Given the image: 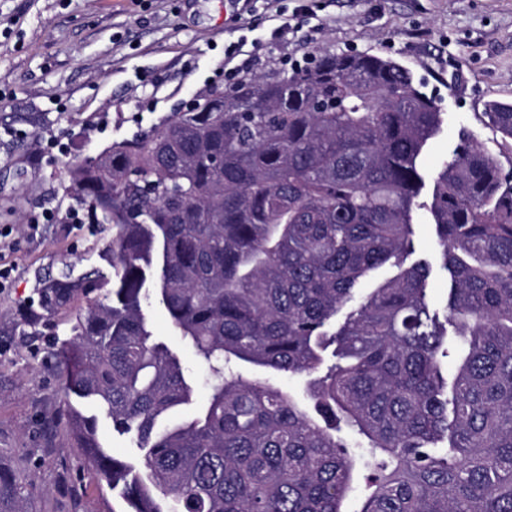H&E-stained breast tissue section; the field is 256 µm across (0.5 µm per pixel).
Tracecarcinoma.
<instances>
[{
	"label": "carcinoma",
	"mask_w": 512,
	"mask_h": 512,
	"mask_svg": "<svg viewBox=\"0 0 512 512\" xmlns=\"http://www.w3.org/2000/svg\"><path fill=\"white\" fill-rule=\"evenodd\" d=\"M482 116L512 140V103ZM441 123L397 61L325 54L203 91L71 167L93 223L112 225L115 278L76 315L64 370L136 436L142 465L76 411L68 431L121 512H343L354 491L359 512H512V169L468 134L430 206L444 311L426 264L404 266L418 160ZM385 265L399 272L359 295ZM97 287L91 273L41 283L53 307ZM153 297L208 372L206 404L164 429L195 388L153 338ZM244 364L308 377L310 406ZM0 512H24L2 464Z\"/></svg>",
	"instance_id": "cac0c4a2"
}]
</instances>
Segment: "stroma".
Instances as JSON below:
<instances>
[{
	"instance_id": "stroma-1",
	"label": "stroma",
	"mask_w": 512,
	"mask_h": 512,
	"mask_svg": "<svg viewBox=\"0 0 512 512\" xmlns=\"http://www.w3.org/2000/svg\"><path fill=\"white\" fill-rule=\"evenodd\" d=\"M309 16H300V8ZM290 20L270 39L276 19ZM241 45L244 76L286 77L288 58L371 53L406 67L442 112L425 147L413 208V260L429 265L434 309L450 276L430 213L434 180L469 132L504 169L512 141L485 126L491 101L512 102V0H0V463L28 483L26 512H120L121 500L66 433L71 410L97 415L59 369L72 318L89 298L52 311L40 282L99 271L110 285L108 224H75L86 210L68 170L160 126L183 102L224 86V49ZM55 213L29 234L33 217ZM31 315H23V305ZM156 341L188 368L204 403L207 371L159 301L143 308Z\"/></svg>"
}]
</instances>
